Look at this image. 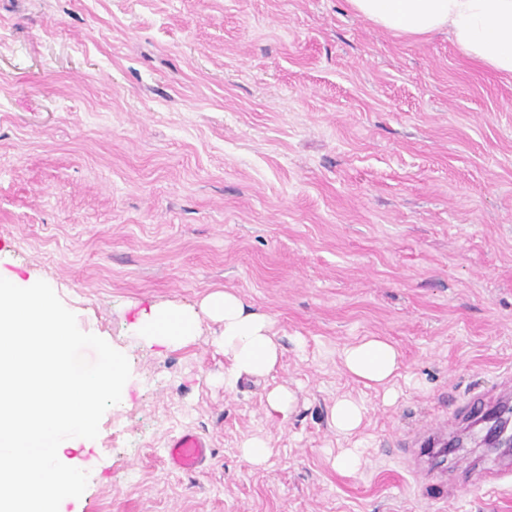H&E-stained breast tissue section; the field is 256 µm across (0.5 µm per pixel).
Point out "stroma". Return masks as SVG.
I'll return each instance as SVG.
<instances>
[{"label": "stroma", "mask_w": 512, "mask_h": 512, "mask_svg": "<svg viewBox=\"0 0 512 512\" xmlns=\"http://www.w3.org/2000/svg\"><path fill=\"white\" fill-rule=\"evenodd\" d=\"M0 272L130 364L65 512H512V488L438 501L422 479L512 454L400 451L512 371V76L448 34L395 37L347 0H0ZM218 291L281 348L231 391L222 322L178 346L130 331ZM369 336L401 355L394 401L343 366ZM343 396L366 407L348 437ZM185 430L211 444L188 473L166 453ZM354 446L367 466L339 472ZM364 407L350 398H337L331 409V422L336 433L348 436L362 424ZM244 457L255 465L266 462L269 454L270 443L262 437H251L242 443Z\"/></svg>", "instance_id": "obj_1"}]
</instances>
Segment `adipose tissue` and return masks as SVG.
I'll use <instances>...</instances> for the list:
<instances>
[{
  "mask_svg": "<svg viewBox=\"0 0 512 512\" xmlns=\"http://www.w3.org/2000/svg\"><path fill=\"white\" fill-rule=\"evenodd\" d=\"M347 2L355 14L401 38L448 32L465 56L492 71L512 75V0ZM204 315L224 324V353L231 360L224 372L225 388L275 369L280 346L270 318L229 292L211 294L197 311L184 306L151 308L134 323L133 331L149 346L182 344L197 336ZM342 361L352 378L373 388L389 387L401 366L397 349L375 338L345 348Z\"/></svg>",
  "mask_w": 512,
  "mask_h": 512,
  "instance_id": "ef3b65f1",
  "label": "adipose tissue"
}]
</instances>
